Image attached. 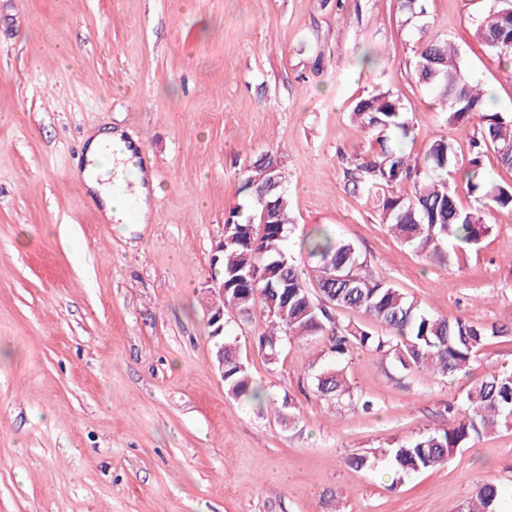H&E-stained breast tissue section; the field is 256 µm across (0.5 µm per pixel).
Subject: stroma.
I'll return each mask as SVG.
<instances>
[{"label": "stroma", "mask_w": 512, "mask_h": 512, "mask_svg": "<svg viewBox=\"0 0 512 512\" xmlns=\"http://www.w3.org/2000/svg\"><path fill=\"white\" fill-rule=\"evenodd\" d=\"M495 5L424 0L409 22L400 0H0V512H457L482 479L512 512V428L394 489L347 463L446 426L471 378L355 349L353 396L330 402L310 368L326 337L284 344L273 366L265 314L232 313L268 394L246 407L212 366L203 300L225 216L252 214L245 170L269 152L305 273L301 239L322 226L422 310L512 326V210L440 265L351 181L375 149L353 107L378 90L403 102L412 157L443 137L468 159L479 119L449 127L415 78L427 37L448 38L489 109L512 114V65L475 36ZM109 129L141 143L160 188L147 223H104L79 176L86 135ZM285 398L297 425L274 417Z\"/></svg>", "instance_id": "stroma-1"}]
</instances>
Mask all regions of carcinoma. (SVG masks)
Masks as SVG:
<instances>
[{
    "label": "carcinoma",
    "instance_id": "cac0c4a2",
    "mask_svg": "<svg viewBox=\"0 0 512 512\" xmlns=\"http://www.w3.org/2000/svg\"><path fill=\"white\" fill-rule=\"evenodd\" d=\"M476 34L498 58L512 57V0H501L489 11ZM419 83L446 107L448 125L462 130L470 116L478 113L483 122L480 138L472 141V157L462 167L454 144L433 140L423 158H411L392 147L389 134L410 135L401 101L389 92L360 99L354 115L376 134L378 150L362 160V173L354 187L379 192L402 183L414 174L409 197L387 196L382 200L383 223L394 236L414 251L444 264H451L458 252L477 246L489 231L485 208L464 209L456 193L448 188V176L460 175L471 194L491 203L495 209L512 208V183L492 180L483 165L484 152L492 150L498 163L512 171V115L486 112L484 90L440 36L428 37L415 61ZM273 158L259 159L247 169L241 190L249 193L254 221L242 222L236 212L224 219V251L218 253L224 279V312L248 315L256 307L266 313L267 331L259 346L268 364L278 363L284 342L307 336L326 335L331 350L340 359L355 348L390 358L405 370H424L441 378L473 370L481 350L498 336L512 332L504 326L486 327L460 317L447 318L423 313L414 299L385 280L365 272V260L356 248L334 239L323 229L302 239L301 249L319 260L315 279L317 292L288 252L284 242L290 224L288 196L281 170H271ZM273 214L272 223L261 225L264 212ZM263 227V234L255 232ZM337 309L362 312L382 331L355 324L343 327L335 322ZM236 339L224 333V388L236 398L257 401L262 390L254 384L248 363L236 355ZM315 388L325 400L352 396L337 364L323 367L314 375ZM512 426V366L501 365L477 376L466 395V407L452 415L448 425L433 432L404 439L392 438L378 451L352 456L350 467L373 471L386 463L391 488L404 480L447 463L459 448L499 428ZM501 489L494 483L474 485L468 508L460 512H500Z\"/></svg>",
    "mask_w": 512,
    "mask_h": 512
}]
</instances>
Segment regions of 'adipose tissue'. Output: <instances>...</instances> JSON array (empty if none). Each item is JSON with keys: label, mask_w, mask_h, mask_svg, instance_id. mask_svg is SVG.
<instances>
[{"label": "adipose tissue", "mask_w": 512, "mask_h": 512, "mask_svg": "<svg viewBox=\"0 0 512 512\" xmlns=\"http://www.w3.org/2000/svg\"><path fill=\"white\" fill-rule=\"evenodd\" d=\"M140 146L119 132L89 134L85 142L83 177L103 220L126 221L128 205H135L139 223H146L157 193L151 171L139 168Z\"/></svg>", "instance_id": "1"}]
</instances>
